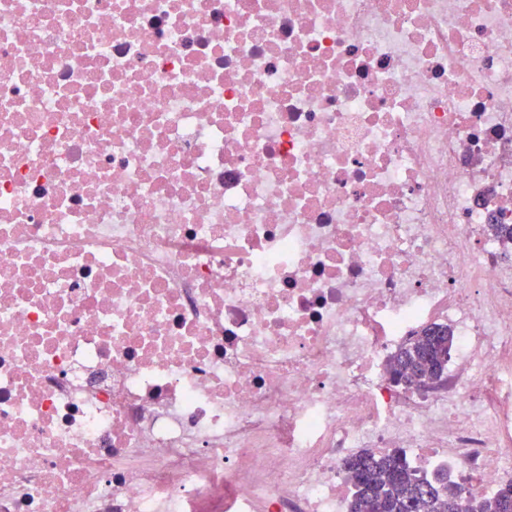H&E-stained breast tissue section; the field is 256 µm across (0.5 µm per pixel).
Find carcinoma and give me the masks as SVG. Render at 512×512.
<instances>
[{
	"mask_svg": "<svg viewBox=\"0 0 512 512\" xmlns=\"http://www.w3.org/2000/svg\"><path fill=\"white\" fill-rule=\"evenodd\" d=\"M453 345L446 327L423 331L399 352L394 379L411 386L420 378H441ZM346 469L355 488L349 512H509L512 500L510 482L490 499L466 502L440 477L419 474L399 450L381 455L365 451L348 459Z\"/></svg>",
	"mask_w": 512,
	"mask_h": 512,
	"instance_id": "obj_1",
	"label": "carcinoma"
}]
</instances>
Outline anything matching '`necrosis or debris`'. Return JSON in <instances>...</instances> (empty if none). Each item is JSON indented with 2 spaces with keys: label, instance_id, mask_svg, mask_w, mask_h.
Here are the masks:
<instances>
[{
  "label": "necrosis or debris",
  "instance_id": "obj_1",
  "mask_svg": "<svg viewBox=\"0 0 512 512\" xmlns=\"http://www.w3.org/2000/svg\"><path fill=\"white\" fill-rule=\"evenodd\" d=\"M392 448L512 482V0H0V512H348ZM436 331L437 335L434 334ZM453 345L454 336L447 327H432L423 331L397 355L400 367L393 371L394 379L415 387H419L413 383L415 379L436 377V380L430 382L439 381L445 373Z\"/></svg>",
  "mask_w": 512,
  "mask_h": 512
}]
</instances>
